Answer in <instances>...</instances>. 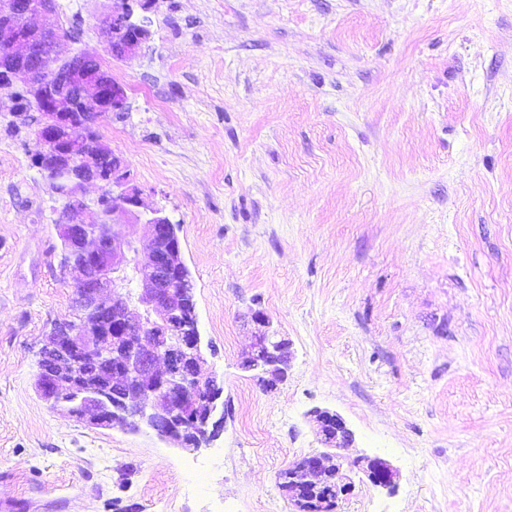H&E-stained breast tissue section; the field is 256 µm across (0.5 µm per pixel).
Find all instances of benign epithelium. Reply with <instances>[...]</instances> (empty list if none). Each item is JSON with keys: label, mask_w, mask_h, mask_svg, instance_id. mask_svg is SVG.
<instances>
[{"label": "benign epithelium", "mask_w": 512, "mask_h": 512, "mask_svg": "<svg viewBox=\"0 0 512 512\" xmlns=\"http://www.w3.org/2000/svg\"><path fill=\"white\" fill-rule=\"evenodd\" d=\"M54 12L55 0H0V38L6 42L0 86L23 85L36 103L35 114L28 117L41 145L36 167L66 199L84 184L99 188L95 199L82 198L72 208L76 219L66 216L55 225L58 236L79 241L82 259L69 270L78 304L92 320L48 336L40 355L53 359L44 368L45 387L50 398L74 404L68 415L90 427L148 428L162 440L196 451L223 431L224 404L221 394L211 392L212 378L200 376L204 350L197 313L186 317L189 290L175 287L185 266L176 225L163 211H151L144 251L124 233V225L141 219L140 191L122 159L110 183L88 167V122L75 121L72 111L94 123L128 111V96L105 71L90 68L98 57L60 52L65 36L59 26L32 23L35 16ZM132 14L130 3L112 0L100 15L107 52L114 59L133 58L148 47L150 31L133 22ZM252 320L262 330L243 362L263 388H272L288 377L291 343L271 330L264 312H253ZM106 349L112 350V359L105 376L81 371L96 364ZM188 404L194 405L195 415L185 423L182 411ZM311 416L324 444L336 453H310L293 462L288 490L295 491L297 512H334L339 495L349 488L342 483L345 458L339 451L353 447L354 434L336 413L315 409ZM328 471L336 474V490L320 495L316 489ZM366 475L387 488L397 477L381 457L367 460Z\"/></svg>", "instance_id": "benign-epithelium-1"}]
</instances>
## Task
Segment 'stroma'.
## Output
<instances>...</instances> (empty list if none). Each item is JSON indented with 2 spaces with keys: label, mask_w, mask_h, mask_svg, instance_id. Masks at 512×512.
Returning <instances> with one entry per match:
<instances>
[{
  "label": "stroma",
  "mask_w": 512,
  "mask_h": 512,
  "mask_svg": "<svg viewBox=\"0 0 512 512\" xmlns=\"http://www.w3.org/2000/svg\"><path fill=\"white\" fill-rule=\"evenodd\" d=\"M109 0H56L130 110L98 123L143 213L178 224L224 430L187 452L91 428L35 379L75 288L33 132L0 115V506L8 512H294L279 475L354 434L336 512H512V0H155L118 61ZM263 311L283 384L240 362ZM387 459L395 488L365 461ZM114 0L101 13L99 23L105 38L107 52L112 58L125 60L139 55L148 47L150 31L132 21V6L129 1ZM311 416L317 423L325 445L333 447L331 449H336V451L352 448L354 434L340 415L327 410L315 409L312 410ZM366 475L371 483L381 487H393L397 477L396 471L387 460L381 457L367 460Z\"/></svg>",
  "instance_id": "1"
}]
</instances>
